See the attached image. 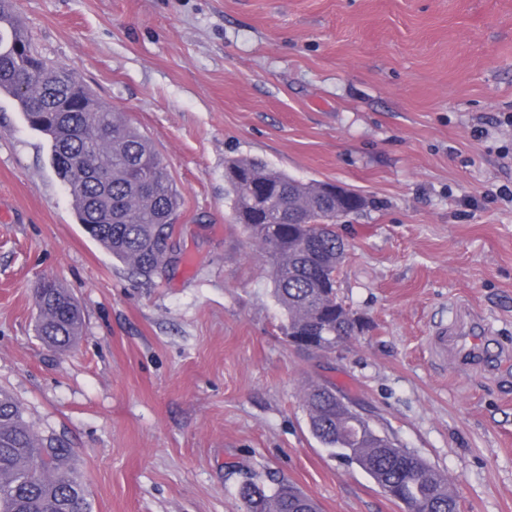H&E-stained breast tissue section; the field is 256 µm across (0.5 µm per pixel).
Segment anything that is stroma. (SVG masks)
Here are the masks:
<instances>
[{"mask_svg":"<svg viewBox=\"0 0 512 512\" xmlns=\"http://www.w3.org/2000/svg\"><path fill=\"white\" fill-rule=\"evenodd\" d=\"M36 49L149 139L181 195L147 279L78 224L50 143L0 94V388L75 452L92 512H242L288 483L320 512H407L312 434L307 389L447 478L460 512H512V0H15ZM256 158L373 200L337 230L335 354L282 333L224 165ZM83 311L66 352L33 290ZM469 310L464 361L435 333Z\"/></svg>","mask_w":512,"mask_h":512,"instance_id":"35a3bbf8","label":"stroma"}]
</instances>
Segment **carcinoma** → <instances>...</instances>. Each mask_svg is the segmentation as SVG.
Instances as JSON below:
<instances>
[{
  "instance_id": "cac0c4a2",
  "label": "carcinoma",
  "mask_w": 512,
  "mask_h": 512,
  "mask_svg": "<svg viewBox=\"0 0 512 512\" xmlns=\"http://www.w3.org/2000/svg\"><path fill=\"white\" fill-rule=\"evenodd\" d=\"M0 93L12 97L30 127L50 141L53 165L75 189L77 220L85 232L139 276L162 270L173 243L179 197L153 145L118 114L99 105L73 71L48 64L14 14L0 0ZM226 181L238 223L263 249L273 295L285 311L284 336H317L331 346L356 335L336 280L346 243L337 213L369 207L362 196L328 198L319 183H304L248 158L226 162ZM38 336L65 350L76 341L82 310L55 281L34 292ZM305 403L312 434L331 454L368 473L408 512H458L448 481L417 455L401 457L368 431L360 442L348 426L355 414L336 406V388L316 385ZM243 512H318L314 500L280 483L248 477L239 488ZM0 512H92L88 493L71 468V450L38 435L18 402L0 389Z\"/></svg>"
}]
</instances>
